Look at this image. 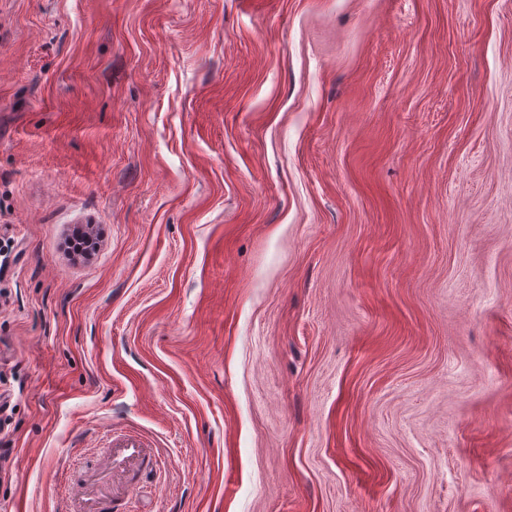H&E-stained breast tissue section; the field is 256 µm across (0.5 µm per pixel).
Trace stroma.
Masks as SVG:
<instances>
[{"instance_id": "stroma-1", "label": "stroma", "mask_w": 512, "mask_h": 512, "mask_svg": "<svg viewBox=\"0 0 512 512\" xmlns=\"http://www.w3.org/2000/svg\"><path fill=\"white\" fill-rule=\"evenodd\" d=\"M4 228L0 512H512V0H0ZM155 456L149 448L133 437L112 448V453L96 464L87 465L76 482V499L81 512H121L122 506L135 500L144 485L140 476L153 470ZM112 476V489L110 479ZM83 481V482H82ZM95 486L87 495L86 484Z\"/></svg>"}]
</instances>
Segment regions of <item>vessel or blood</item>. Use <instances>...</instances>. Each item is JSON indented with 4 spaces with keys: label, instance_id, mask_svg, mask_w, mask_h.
Wrapping results in <instances>:
<instances>
[{
    "label": "vessel or blood",
    "instance_id": "obj_1",
    "mask_svg": "<svg viewBox=\"0 0 512 512\" xmlns=\"http://www.w3.org/2000/svg\"><path fill=\"white\" fill-rule=\"evenodd\" d=\"M155 456L133 437L81 472L76 498L80 512H120L143 491L142 474L151 472Z\"/></svg>",
    "mask_w": 512,
    "mask_h": 512
}]
</instances>
